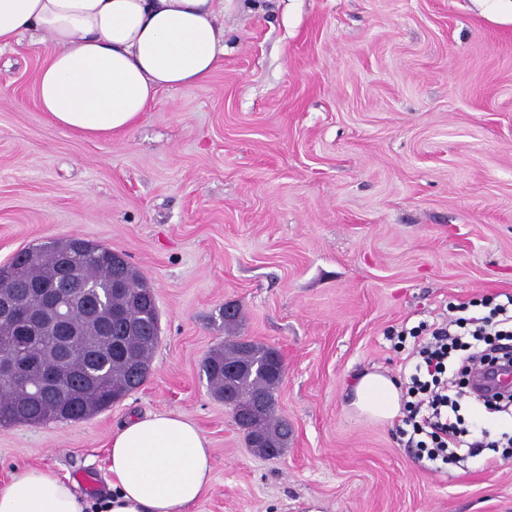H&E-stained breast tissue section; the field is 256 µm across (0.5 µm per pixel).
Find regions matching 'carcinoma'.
Returning a JSON list of instances; mask_svg holds the SVG:
<instances>
[{
  "label": "carcinoma",
  "instance_id": "obj_1",
  "mask_svg": "<svg viewBox=\"0 0 512 512\" xmlns=\"http://www.w3.org/2000/svg\"><path fill=\"white\" fill-rule=\"evenodd\" d=\"M62 241L49 240L25 248L0 265V294H16L24 304L39 310V302L27 290L41 285L55 271ZM79 255L82 279L89 293L102 299L103 318L112 330L99 325L90 335L75 341L67 364L74 375L65 393L48 399L20 403L19 388L36 384L41 375L33 370L22 380L0 378V428L82 421L107 410L148 378L159 342V310L152 288L126 261L123 254L104 245L86 243ZM17 327L0 323V354H15ZM53 332L41 327L33 336L36 357L54 363ZM279 351L243 336H230L224 345L204 359L202 370L214 394L232 408L259 405L260 416H241L246 444L256 453L277 457L288 445V421L276 415L275 392L281 383Z\"/></svg>",
  "mask_w": 512,
  "mask_h": 512
}]
</instances>
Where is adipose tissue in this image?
<instances>
[{
  "instance_id": "1",
  "label": "adipose tissue",
  "mask_w": 512,
  "mask_h": 512,
  "mask_svg": "<svg viewBox=\"0 0 512 512\" xmlns=\"http://www.w3.org/2000/svg\"><path fill=\"white\" fill-rule=\"evenodd\" d=\"M224 0H0V49L28 33L53 49L36 81L40 109L62 129L132 127L164 90L204 83L224 54ZM355 410L376 421L401 412L393 379L355 377ZM109 495L100 503L51 469L28 466L0 487V512H186L211 481V449L182 416L157 412L113 434Z\"/></svg>"
}]
</instances>
